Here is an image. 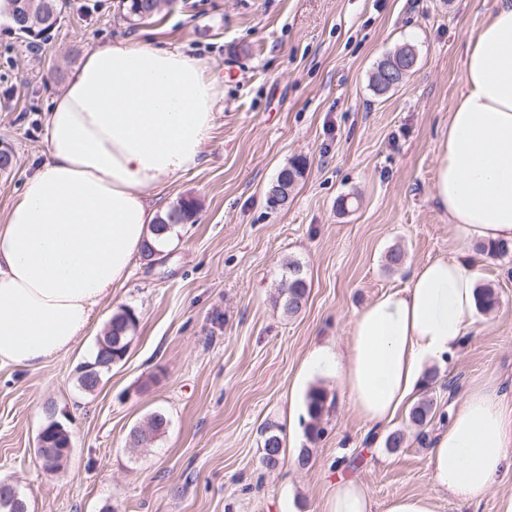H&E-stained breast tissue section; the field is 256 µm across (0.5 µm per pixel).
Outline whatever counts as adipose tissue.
<instances>
[{"instance_id": "1", "label": "adipose tissue", "mask_w": 512, "mask_h": 512, "mask_svg": "<svg viewBox=\"0 0 512 512\" xmlns=\"http://www.w3.org/2000/svg\"><path fill=\"white\" fill-rule=\"evenodd\" d=\"M465 68L435 183L456 252L365 305L344 348L317 347L304 362L335 376L373 427L462 345L477 300L470 245L512 242V0H499ZM219 99L176 49L122 41L85 56L46 114V161L0 223V366L35 370L82 339L151 237L145 191L201 163ZM429 466L434 486L462 504L512 472V410L494 380L459 399Z\"/></svg>"}]
</instances>
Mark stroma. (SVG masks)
Instances as JSON below:
<instances>
[{"instance_id":"1","label":"stroma","mask_w":512,"mask_h":512,"mask_svg":"<svg viewBox=\"0 0 512 512\" xmlns=\"http://www.w3.org/2000/svg\"><path fill=\"white\" fill-rule=\"evenodd\" d=\"M498 0H167L129 21L119 0H68L43 40L0 22V142L13 154L0 172V221L47 157L44 114L87 52L153 38L200 61L223 95L202 163L145 193L161 215L197 203L194 222L160 259L135 257L84 338L38 370L0 367V480L30 498L31 512H327L338 480L366 487L373 512L401 495L430 497L435 512H501L512 473L477 504H459L432 483L429 445L383 446L343 388L323 372L303 375L322 345H344L356 314L413 270L455 253L434 198L440 146L465 82L473 41ZM412 44L417 64L380 95L371 76L385 54ZM306 168L285 205L266 190L294 158ZM353 205L342 210L341 197ZM406 252L397 271L385 256ZM470 257L479 285L498 295L475 313L465 344L439 365L428 433L443 427L460 391L491 378L512 402V254ZM309 284L302 311L275 304L288 260ZM139 324L125 358L94 391L78 368L91 361L118 308ZM323 387L333 405L308 467L305 402L296 380ZM168 419L148 448L130 431L153 412ZM72 434L57 473L42 469L36 437L49 422ZM282 427L285 458L261 464V429Z\"/></svg>"}]
</instances>
